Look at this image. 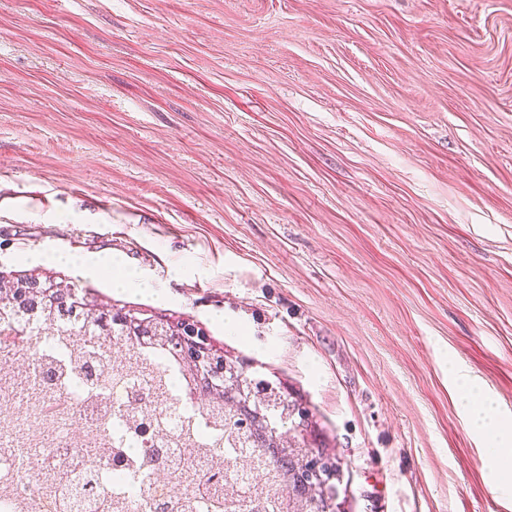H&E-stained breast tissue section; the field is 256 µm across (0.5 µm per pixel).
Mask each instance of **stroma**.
Segmentation results:
<instances>
[{
    "instance_id": "obj_1",
    "label": "stroma",
    "mask_w": 512,
    "mask_h": 512,
    "mask_svg": "<svg viewBox=\"0 0 512 512\" xmlns=\"http://www.w3.org/2000/svg\"><path fill=\"white\" fill-rule=\"evenodd\" d=\"M30 273L282 382L340 512H512V0H0V277Z\"/></svg>"
}]
</instances>
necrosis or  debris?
Wrapping results in <instances>:
<instances>
[{"label":"necrosis or debris","mask_w":512,"mask_h":512,"mask_svg":"<svg viewBox=\"0 0 512 512\" xmlns=\"http://www.w3.org/2000/svg\"><path fill=\"white\" fill-rule=\"evenodd\" d=\"M39 364L54 362L53 386L32 397H20L13 383L0 377V512H70L63 491L37 480L26 462L28 449H41L50 465L71 466L84 444L105 443L121 449L124 461L99 476L103 496L120 499L124 512H142L145 499L177 495V487L144 485L134 477L144 449L191 437L203 448H228L224 433L215 430L196 409L186 383L169 354L152 352L148 373L114 375L97 380L72 373L70 364L81 347L67 328L43 332L31 325ZM164 383L168 397L151 421L132 418L131 398L149 384Z\"/></svg>","instance_id":"obj_1"}]
</instances>
